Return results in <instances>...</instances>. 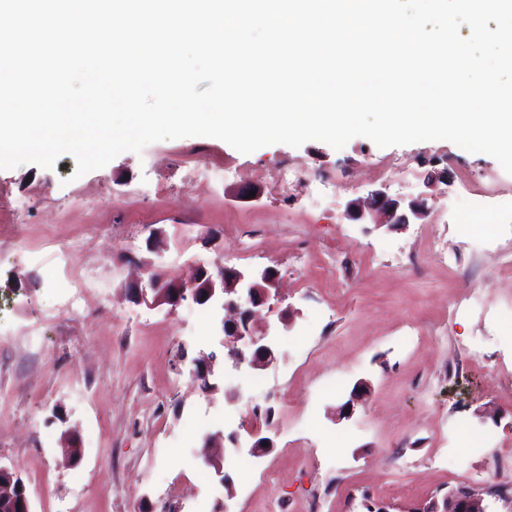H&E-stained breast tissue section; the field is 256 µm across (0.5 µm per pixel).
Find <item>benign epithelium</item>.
I'll return each instance as SVG.
<instances>
[{"label": "benign epithelium", "instance_id": "obj_1", "mask_svg": "<svg viewBox=\"0 0 512 512\" xmlns=\"http://www.w3.org/2000/svg\"><path fill=\"white\" fill-rule=\"evenodd\" d=\"M344 216L360 224L398 225L415 224L426 216V198L420 197L407 201L390 197L384 188L371 190L363 200H351L346 204ZM278 274L267 267L257 272H244L235 268L221 267L210 273L199 270L197 276L189 281L172 279L160 281L150 274L145 279L134 282L130 287L136 303L151 306L168 305L174 310L186 301L199 305L217 304L235 313V317L223 321L224 335L238 340H247L248 351H236L232 354V363L236 366L246 364L252 369H262L275 359L271 344L263 342L262 337L253 335L250 322L253 308L265 304L276 290ZM213 356L201 354L191 360L193 374L209 387ZM369 386L364 381L357 382L350 398L340 406L338 418L349 419L355 406L365 400ZM13 507L18 512H31L30 501L21 477L12 469L0 466V497L11 494ZM414 512H492L491 504L483 494L475 489L459 485L441 497H433L417 507Z\"/></svg>", "mask_w": 512, "mask_h": 512}]
</instances>
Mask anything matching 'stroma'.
Wrapping results in <instances>:
<instances>
[{
  "label": "stroma",
  "instance_id": "obj_1",
  "mask_svg": "<svg viewBox=\"0 0 512 512\" xmlns=\"http://www.w3.org/2000/svg\"><path fill=\"white\" fill-rule=\"evenodd\" d=\"M356 172L358 181L310 205L303 184L283 194V165ZM451 179L428 199L421 224L393 230L343 217L347 200L386 185L407 200L424 192L431 166ZM224 177H216L217 169ZM53 168L0 170V465L23 479L31 512H304L325 490L323 512H364V500L415 512L459 484L491 477L470 436L512 442V223L475 205L490 191L512 199V175L486 154L445 141L377 147L364 137L340 150L310 141L243 154L210 137L126 151L75 177ZM252 188L257 198L241 199ZM163 233L149 253L150 229ZM438 237L456 265L426 252ZM420 252L424 268L401 266ZM151 256L160 277L199 267H275L280 290L256 328L275 348L260 377L267 394L248 413L245 388L229 383L230 351L218 306L176 310L132 302L126 285ZM91 303L72 309L76 289ZM476 291L484 313L465 311ZM213 355L209 387L190 358ZM498 373L487 376L483 360ZM371 396L342 421L358 380ZM82 448L65 453L67 432ZM238 433L220 450L233 478L224 489L203 466L206 436ZM270 450L250 477L237 467L252 433Z\"/></svg>",
  "mask_w": 512,
  "mask_h": 512
}]
</instances>
